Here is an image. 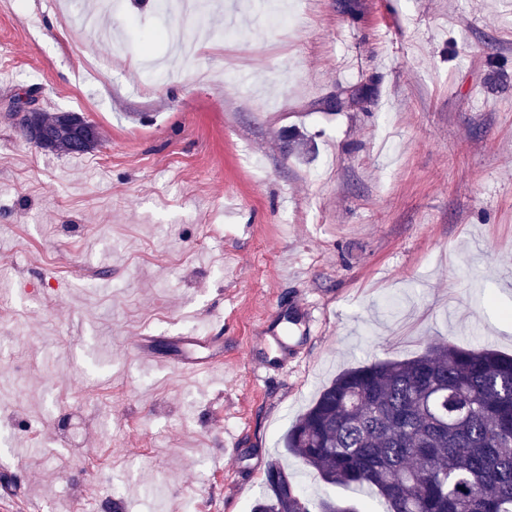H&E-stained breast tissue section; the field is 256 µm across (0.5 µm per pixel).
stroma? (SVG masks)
I'll return each instance as SVG.
<instances>
[{
  "mask_svg": "<svg viewBox=\"0 0 512 512\" xmlns=\"http://www.w3.org/2000/svg\"><path fill=\"white\" fill-rule=\"evenodd\" d=\"M353 2L209 11L186 63L153 0H120L110 41L54 0H0V512L114 489L124 512H251L275 461L352 499L283 447L322 385L431 342L512 354V0ZM28 91L99 146L30 144ZM274 309L281 345L256 331ZM188 331L222 337L220 367L134 353ZM75 408L95 415L77 450ZM87 127L90 128L92 137L91 139H83L82 134L75 135L69 138L54 137L48 139L42 146L45 151H50L56 154H84L94 149V144L99 143L101 140L100 132L95 124L87 121Z\"/></svg>",
  "mask_w": 512,
  "mask_h": 512,
  "instance_id": "1",
  "label": "stroma"
}]
</instances>
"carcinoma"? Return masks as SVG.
<instances>
[{"mask_svg":"<svg viewBox=\"0 0 512 512\" xmlns=\"http://www.w3.org/2000/svg\"><path fill=\"white\" fill-rule=\"evenodd\" d=\"M61 113L35 112L51 134ZM92 137H54L56 154H84ZM288 455L327 486L373 491L385 512H512V356L495 349L435 343L403 359L375 360L325 384L288 429ZM252 512H360L312 502L280 463L269 465Z\"/></svg>","mask_w":512,"mask_h":512,"instance_id":"cac0c4a2","label":"carcinoma"}]
</instances>
